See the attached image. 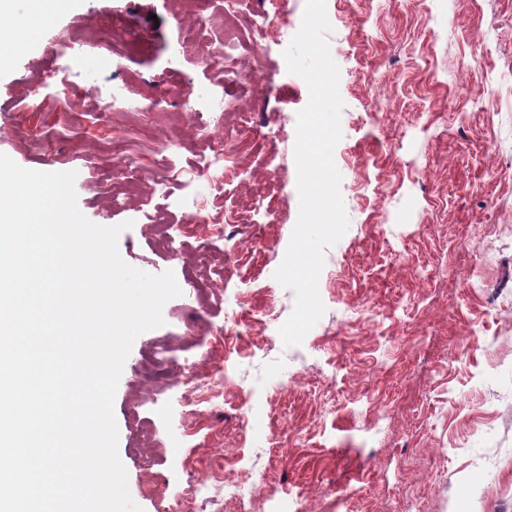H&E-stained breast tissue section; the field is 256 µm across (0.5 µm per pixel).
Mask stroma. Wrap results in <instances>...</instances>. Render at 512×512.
<instances>
[{"mask_svg": "<svg viewBox=\"0 0 512 512\" xmlns=\"http://www.w3.org/2000/svg\"><path fill=\"white\" fill-rule=\"evenodd\" d=\"M304 7L74 0L0 70V153L76 172L90 221L130 222L124 261L173 271L182 290L135 340L116 393L130 496L143 512H512V0H326L349 227L325 253V314L288 347L279 328L295 295L275 272L299 213L309 90L279 63ZM229 19L264 48L256 83L182 50L190 29L198 45L223 41ZM132 39L147 52L128 53ZM70 43L79 64L30 107L35 78ZM113 101L136 115L98 125ZM241 104L253 122L215 198L206 146ZM247 192L245 223L197 230L199 209L221 218ZM236 322L249 334L226 339ZM163 345L173 380L158 387L145 360ZM193 372L220 378L190 394Z\"/></svg>", "mask_w": 512, "mask_h": 512, "instance_id": "1", "label": "stroma"}]
</instances>
